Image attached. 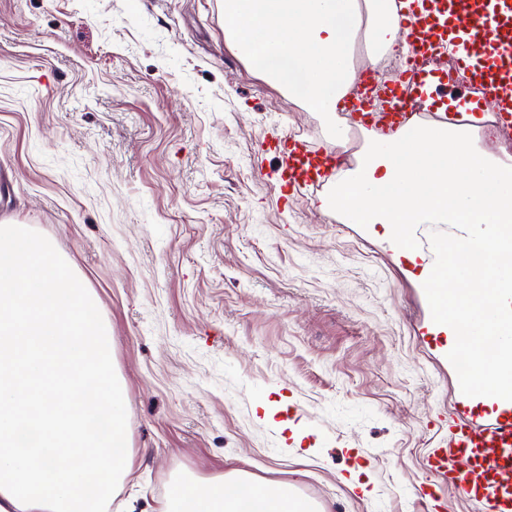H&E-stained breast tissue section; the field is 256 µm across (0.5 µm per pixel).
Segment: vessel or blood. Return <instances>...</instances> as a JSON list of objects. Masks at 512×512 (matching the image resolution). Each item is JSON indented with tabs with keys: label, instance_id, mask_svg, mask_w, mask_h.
Listing matches in <instances>:
<instances>
[{
	"label": "vessel or blood",
	"instance_id": "obj_1",
	"mask_svg": "<svg viewBox=\"0 0 512 512\" xmlns=\"http://www.w3.org/2000/svg\"><path fill=\"white\" fill-rule=\"evenodd\" d=\"M412 63L384 93L350 92L344 109L372 113L394 130L415 113L427 112L451 122L461 112L447 111L449 96L479 94L484 111L500 132L512 138V0H429L428 6L400 10ZM456 44L455 62L467 75L459 86L436 62ZM283 190L316 188L333 178L339 153L293 139L276 156ZM446 424L448 435L423 457L415 495L428 512H439L441 491H456L483 512H512V401L495 399L485 406L478 397H463Z\"/></svg>",
	"mask_w": 512,
	"mask_h": 512
}]
</instances>
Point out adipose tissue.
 <instances>
[{"instance_id": "adipose-tissue-1", "label": "adipose tissue", "mask_w": 512, "mask_h": 512, "mask_svg": "<svg viewBox=\"0 0 512 512\" xmlns=\"http://www.w3.org/2000/svg\"><path fill=\"white\" fill-rule=\"evenodd\" d=\"M395 0H224L227 38L269 82L328 127L356 80L352 49L367 30L378 55L407 48ZM161 512H320L292 485L257 486L245 475L177 476Z\"/></svg>"}]
</instances>
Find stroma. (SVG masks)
Masks as SVG:
<instances>
[{
    "instance_id": "1",
    "label": "stroma",
    "mask_w": 512,
    "mask_h": 512,
    "mask_svg": "<svg viewBox=\"0 0 512 512\" xmlns=\"http://www.w3.org/2000/svg\"><path fill=\"white\" fill-rule=\"evenodd\" d=\"M224 0H0V222L46 236L100 301L133 467L290 482L322 512H424L413 487L460 399L417 271L382 225L282 192L268 148L372 129L247 64Z\"/></svg>"
}]
</instances>
